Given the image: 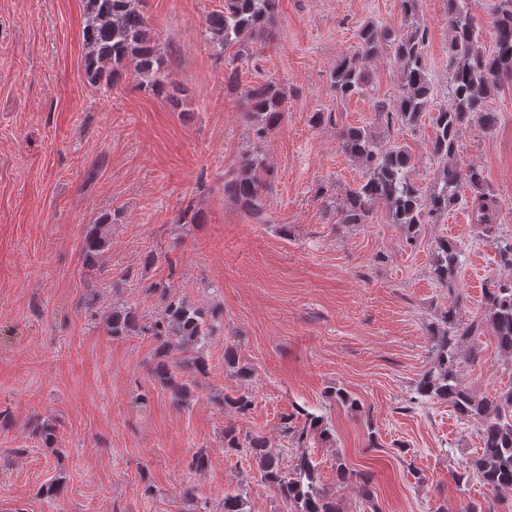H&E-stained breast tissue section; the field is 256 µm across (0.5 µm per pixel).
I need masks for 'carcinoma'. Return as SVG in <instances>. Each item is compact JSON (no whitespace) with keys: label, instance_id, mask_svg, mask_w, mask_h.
Returning a JSON list of instances; mask_svg holds the SVG:
<instances>
[{"label":"carcinoma","instance_id":"obj_1","mask_svg":"<svg viewBox=\"0 0 512 512\" xmlns=\"http://www.w3.org/2000/svg\"><path fill=\"white\" fill-rule=\"evenodd\" d=\"M447 3L452 31L448 44L451 107L431 111L433 81L424 55L427 31L419 26L398 33L375 21L364 23L357 32L354 52L343 56L331 73V89L336 97L344 99L368 83L365 61L382 45L392 47L399 64V95L391 110L383 102L376 104V114L387 121L397 118L411 128L429 116L434 129L431 153L442 163L437 189L425 194L410 176L411 156L404 147L376 142L364 126L344 128L342 149L362 161L366 172L338 208L340 224H366L383 205L392 223L413 229L437 223L457 203L469 206L474 224L499 223L497 200L485 190L482 170L472 168L464 175L450 160L462 128L474 123L490 132L498 123V113L488 109L486 101L502 81H512V0H493L491 19L496 39L490 53L479 45L480 33L472 17L474 0ZM278 12L279 0H224V7L208 14L205 20V41L211 56L222 62L224 51L230 47L237 48L240 57L252 56L250 39L269 36ZM82 36L85 73L92 86L112 85L131 63L140 85L155 96L178 101L184 95V89L169 72L171 55L151 34L144 0H87ZM286 99L287 92L272 80L254 83L243 92L253 142L242 157L239 173L224 180V194L252 216L263 213L264 196L272 180L264 161V147L283 118ZM464 183L473 196L462 194ZM111 228L110 213L86 225L81 251L84 268L92 275L100 269L99 259L108 245ZM497 251L499 265L508 274L490 281L484 290L483 315L471 322L459 317L458 303L448 306L441 325L430 331L431 366L416 381L414 396L421 403L446 400L462 419L480 426L482 443L469 470L494 494L512 490V389L491 400L478 399L463 384L458 364L461 344L486 329L492 332L498 349L512 356V234L500 238ZM464 261L465 253L457 241H436L433 276L441 287L451 288ZM170 288L172 285L164 280L145 286L161 305L155 318L146 322L136 307H118L106 317L103 329L114 339L134 334L152 337L156 347L149 377L170 394L177 408L185 409L194 401L199 380L209 373L201 352L213 337L224 333V310L217 304L197 306L172 295ZM190 349L196 355L187 358L184 353ZM224 364L239 380L253 376L252 368L239 365L231 345L224 349ZM215 403L244 414L252 399L247 392L225 393L217 395ZM320 421L321 417L307 413L300 429L283 422L284 436L300 449L287 470L282 467L280 453L273 451L261 434L242 437L236 428L226 427L224 450L256 462L261 480L294 503L298 512H339L336 501L317 483L318 463L305 447L309 435L325 433ZM209 465L208 453L200 448L191 455L187 468L192 474H200ZM223 512H245L243 489L224 493Z\"/></svg>","mask_w":512,"mask_h":512}]
</instances>
